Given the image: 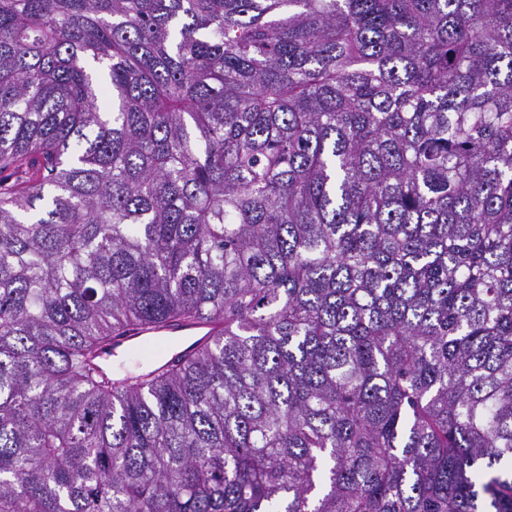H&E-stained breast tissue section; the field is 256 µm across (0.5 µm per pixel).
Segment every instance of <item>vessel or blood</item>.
Listing matches in <instances>:
<instances>
[{
    "mask_svg": "<svg viewBox=\"0 0 512 512\" xmlns=\"http://www.w3.org/2000/svg\"><path fill=\"white\" fill-rule=\"evenodd\" d=\"M211 327L205 323L175 324L149 332L139 331L113 339L99 354L97 362L111 368L117 358L135 354L144 344L161 345L160 362H168L190 354L198 339L209 336Z\"/></svg>",
    "mask_w": 512,
    "mask_h": 512,
    "instance_id": "1",
    "label": "vessel or blood"
}]
</instances>
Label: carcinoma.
<instances>
[{
  "mask_svg": "<svg viewBox=\"0 0 512 512\" xmlns=\"http://www.w3.org/2000/svg\"><path fill=\"white\" fill-rule=\"evenodd\" d=\"M0 512H512V0H0ZM211 328L212 326L205 323L175 324L156 330L118 336L113 339L112 344L100 352L97 362L104 369H112L117 358L133 355L142 345L157 342L162 350L156 363L161 365L190 354L194 343L200 338L209 336ZM169 341L174 343L173 347L167 346Z\"/></svg>",
  "mask_w": 512,
  "mask_h": 512,
  "instance_id": "1",
  "label": "carcinoma"
}]
</instances>
